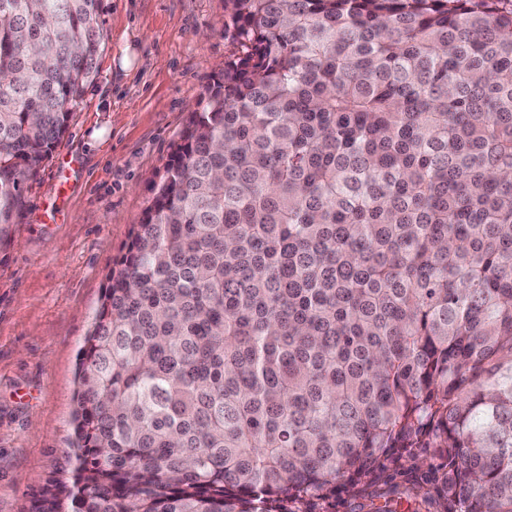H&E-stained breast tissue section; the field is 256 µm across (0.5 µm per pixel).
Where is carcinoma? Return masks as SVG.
I'll list each match as a JSON object with an SVG mask.
<instances>
[{"label": "carcinoma", "instance_id": "carcinoma-1", "mask_svg": "<svg viewBox=\"0 0 512 512\" xmlns=\"http://www.w3.org/2000/svg\"><path fill=\"white\" fill-rule=\"evenodd\" d=\"M99 9L0 0V244ZM224 32L34 512H286L409 448L439 512H512V0H225Z\"/></svg>", "mask_w": 512, "mask_h": 512}]
</instances>
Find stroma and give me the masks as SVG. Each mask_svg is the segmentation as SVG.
Instances as JSON below:
<instances>
[{
  "instance_id": "stroma-1",
  "label": "stroma",
  "mask_w": 512,
  "mask_h": 512,
  "mask_svg": "<svg viewBox=\"0 0 512 512\" xmlns=\"http://www.w3.org/2000/svg\"><path fill=\"white\" fill-rule=\"evenodd\" d=\"M105 48L60 144L24 182L0 245V512H32L43 485H72L85 338L106 275L124 253L197 101L232 51L224 0H101ZM441 469L412 448L359 495L300 512H436L409 490Z\"/></svg>"
}]
</instances>
